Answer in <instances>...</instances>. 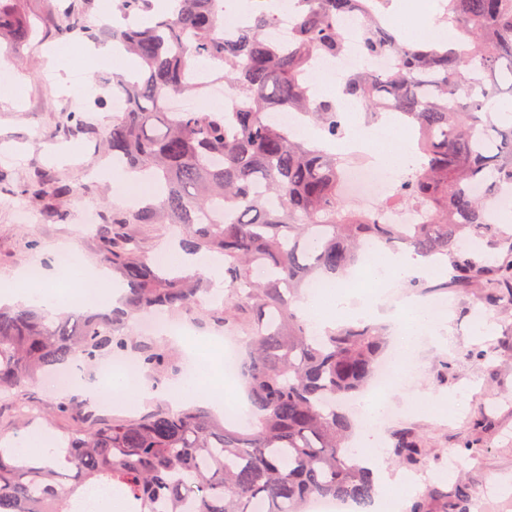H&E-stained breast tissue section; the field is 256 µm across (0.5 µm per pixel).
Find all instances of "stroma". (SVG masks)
Here are the masks:
<instances>
[{"label":"stroma","mask_w":512,"mask_h":512,"mask_svg":"<svg viewBox=\"0 0 512 512\" xmlns=\"http://www.w3.org/2000/svg\"><path fill=\"white\" fill-rule=\"evenodd\" d=\"M18 5L34 33L10 54L9 81L22 83L21 100L10 102L9 82H0V170L6 174L0 182V283L5 284L19 283L32 267L51 275L63 254L81 267L105 268L99 227L82 223L81 214L104 200L117 211L127 207L112 184L99 177L111 166L103 140L111 124L105 105L112 100L113 69L92 65L83 56L84 46L112 40L111 30L97 23L104 0H89L84 34L74 41L58 34L69 18L57 0H18ZM73 110L82 111L85 133L67 131L64 117ZM37 169L71 187L61 205L64 220L45 219L41 208L19 193L18 184ZM22 211L28 222L19 219ZM435 283L421 273L395 281L387 294L395 309L403 293L414 294L425 305H441L448 320L439 336L417 337L410 388L390 390L384 397L394 411L386 432L416 429L430 466L416 472L388 452L380 468L396 480L417 476V483L406 488V498L435 480H461L475 489L470 512H512V327L498 311L485 307L482 288L438 291ZM420 394L429 397L431 408L413 409ZM89 423L81 411L25 424L10 406L0 404V436L7 439L39 431L55 440ZM468 439L481 450L478 461L468 458L463 447ZM452 459L457 462L453 469L448 466Z\"/></svg>","instance_id":"stroma-1"}]
</instances>
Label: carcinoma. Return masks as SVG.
Returning a JSON list of instances; mask_svg holds the SVG:
<instances>
[{
    "instance_id": "carcinoma-1",
    "label": "carcinoma",
    "mask_w": 512,
    "mask_h": 512,
    "mask_svg": "<svg viewBox=\"0 0 512 512\" xmlns=\"http://www.w3.org/2000/svg\"><path fill=\"white\" fill-rule=\"evenodd\" d=\"M221 0H180L150 21L152 0H119L137 22L112 38L138 62V78L112 76L126 109L112 121L107 154L149 174L153 201L102 219L106 260L126 288L121 307L77 317L43 308L0 306V396L11 397L63 364L114 354L137 358L158 386L180 371L170 351L132 331L147 316L191 315L212 292L208 276L179 273L140 255L130 224H169L189 254L224 258L222 326H244L241 362L255 421L228 428L209 411L159 405L134 418L98 419L64 436L48 462L29 464L0 448V512H69L84 490L108 483L129 512H306L310 502L370 506V470L346 441L353 421L344 404L360 394L386 356L383 329L371 322L314 333L297 313L304 291L340 277L375 243L448 261L445 285L490 286L485 302L512 312V232L491 204L512 191V119L499 121L493 98L502 62L512 74V0H442L440 21L457 33L452 47L408 42L383 22L392 0H289L288 47L265 38L279 11L251 0L244 21L220 23ZM363 20L362 52L392 67H359L342 80L346 99L375 120L397 112L413 129L419 162L408 167L370 213L341 188L350 157L291 135L272 118H311L323 139L344 132L336 100L315 95L318 61L344 47L338 19ZM27 42L16 0H0V33ZM220 63L215 79L232 90L222 111L172 112V94L199 93L184 76L198 61ZM51 213L67 185L39 175L18 186ZM402 464L428 465L417 435H390ZM473 489L433 484L409 512H470Z\"/></svg>"
}]
</instances>
